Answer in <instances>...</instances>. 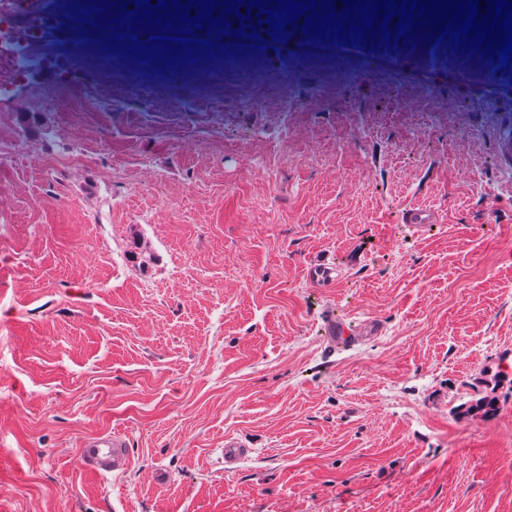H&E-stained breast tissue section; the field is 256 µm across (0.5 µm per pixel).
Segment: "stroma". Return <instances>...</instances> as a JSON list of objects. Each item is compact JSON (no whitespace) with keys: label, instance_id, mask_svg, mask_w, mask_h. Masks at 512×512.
Masks as SVG:
<instances>
[{"label":"stroma","instance_id":"1","mask_svg":"<svg viewBox=\"0 0 512 512\" xmlns=\"http://www.w3.org/2000/svg\"><path fill=\"white\" fill-rule=\"evenodd\" d=\"M429 53L135 84L104 52L0 93L8 512H512V74ZM328 305L376 332L330 347ZM501 364L498 412L454 415ZM113 431L105 479L79 448ZM405 224L411 231L417 233L421 231L427 224H437L439 214L436 210L429 207H412L406 211ZM125 436L112 432L88 438L79 448L80 455L92 473L99 476L124 472L129 465Z\"/></svg>","mask_w":512,"mask_h":512}]
</instances>
